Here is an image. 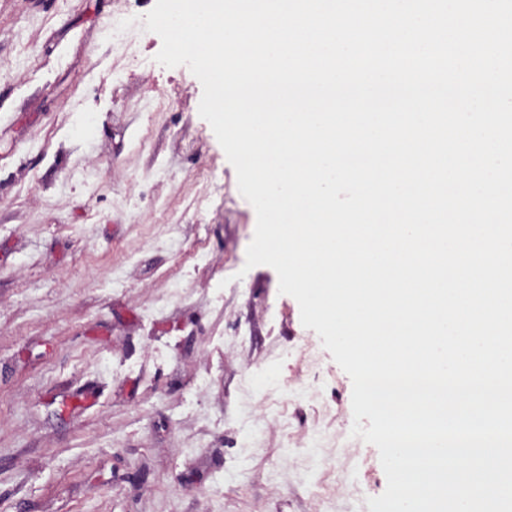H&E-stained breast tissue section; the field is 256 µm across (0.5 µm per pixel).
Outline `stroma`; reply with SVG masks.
I'll return each mask as SVG.
<instances>
[{"label": "stroma", "instance_id": "stroma-1", "mask_svg": "<svg viewBox=\"0 0 512 512\" xmlns=\"http://www.w3.org/2000/svg\"><path fill=\"white\" fill-rule=\"evenodd\" d=\"M155 0H0V512H370L352 381L246 268L256 212Z\"/></svg>", "mask_w": 512, "mask_h": 512}]
</instances>
